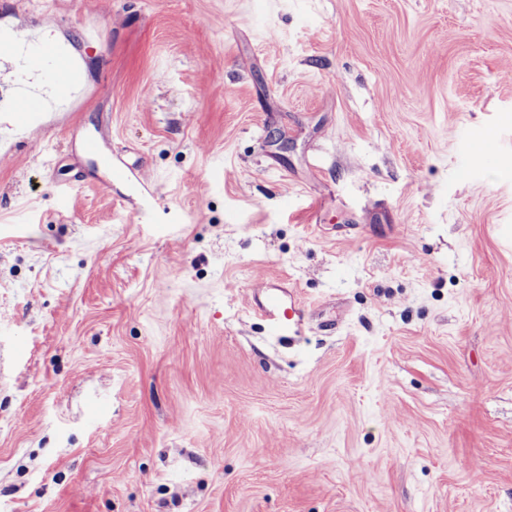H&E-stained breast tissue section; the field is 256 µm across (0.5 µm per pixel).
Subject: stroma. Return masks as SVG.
I'll list each match as a JSON object with an SVG mask.
<instances>
[{
	"instance_id": "1",
	"label": "stroma",
	"mask_w": 512,
	"mask_h": 512,
	"mask_svg": "<svg viewBox=\"0 0 512 512\" xmlns=\"http://www.w3.org/2000/svg\"><path fill=\"white\" fill-rule=\"evenodd\" d=\"M1 41L0 512H512V0H0ZM256 305L277 336H301L307 324L306 304L293 288L271 286L264 289Z\"/></svg>"
}]
</instances>
